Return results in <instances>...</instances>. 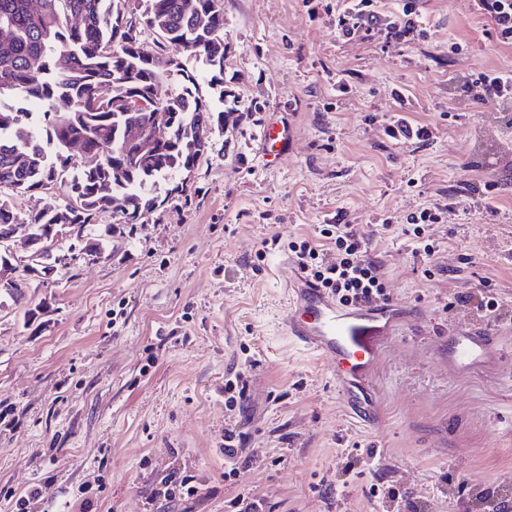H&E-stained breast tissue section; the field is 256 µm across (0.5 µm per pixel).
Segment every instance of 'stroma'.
I'll return each instance as SVG.
<instances>
[{
	"mask_svg": "<svg viewBox=\"0 0 512 512\" xmlns=\"http://www.w3.org/2000/svg\"><path fill=\"white\" fill-rule=\"evenodd\" d=\"M349 4L224 0V88L202 93L232 116L185 192L114 237L119 216L100 213V256L28 275L20 302L0 297V512L32 488L26 512H227L241 494L265 512H403L391 488L430 512H479L488 490L512 499V102L463 90L470 74L512 71V45L472 0H418L402 43L340 36ZM273 112L292 115L294 140L266 168ZM403 122L428 136L397 135ZM467 183L491 185L492 205ZM427 208L441 218L414 237L409 219ZM336 222L410 314L370 377L374 428L349 416L330 365L288 338L290 253L256 257L274 234L317 241ZM467 292L498 311L461 302ZM451 325L487 330L495 358L449 366ZM232 370L247 388L231 411ZM228 428L249 463L231 481ZM174 473L195 476L194 499L158 497Z\"/></svg>",
	"mask_w": 512,
	"mask_h": 512,
	"instance_id": "35a3bbf8",
	"label": "stroma"
}]
</instances>
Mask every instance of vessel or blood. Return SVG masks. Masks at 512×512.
Listing matches in <instances>:
<instances>
[{"label":"vessel or blood","instance_id":"1","mask_svg":"<svg viewBox=\"0 0 512 512\" xmlns=\"http://www.w3.org/2000/svg\"><path fill=\"white\" fill-rule=\"evenodd\" d=\"M293 141L289 119L268 121L261 135L267 166H274ZM291 301L284 321L289 336L299 345L332 362L339 396L349 413L374 424L378 405L368 387L383 340L396 335L405 315L394 300L344 308L324 289L303 276L289 283ZM448 360L460 369L480 364L488 355L487 339L479 331L448 330Z\"/></svg>","mask_w":512,"mask_h":512}]
</instances>
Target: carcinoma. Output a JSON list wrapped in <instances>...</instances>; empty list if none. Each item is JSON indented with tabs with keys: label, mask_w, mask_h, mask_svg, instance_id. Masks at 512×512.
I'll use <instances>...</instances> for the list:
<instances>
[{
	"label": "carcinoma",
	"mask_w": 512,
	"mask_h": 512,
	"mask_svg": "<svg viewBox=\"0 0 512 512\" xmlns=\"http://www.w3.org/2000/svg\"><path fill=\"white\" fill-rule=\"evenodd\" d=\"M128 3L41 0L34 10L30 0H0V39L8 45L0 52V188L21 196L54 185L69 199L23 219L13 200L0 197V225L41 239L67 224L70 254H101L87 229L112 199L150 209L161 182L197 170L206 153L197 147L199 113L224 126V111L202 95L194 70L163 54L184 44L210 84L224 83V13L212 0H137L130 12ZM146 29L152 46L142 39ZM157 118L167 122L169 139L143 160L133 141L148 138ZM72 140L94 161H72L65 154Z\"/></svg>",
	"instance_id": "1"
}]
</instances>
